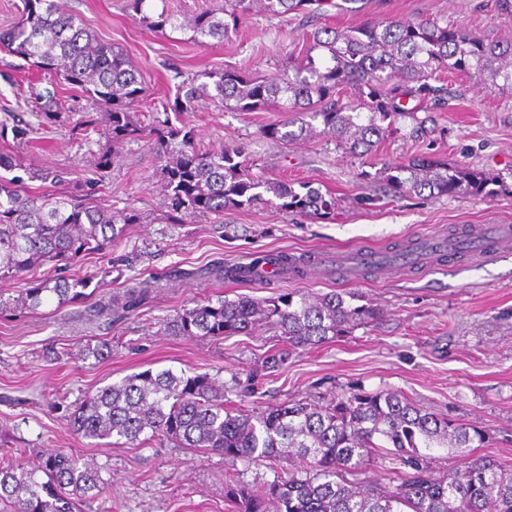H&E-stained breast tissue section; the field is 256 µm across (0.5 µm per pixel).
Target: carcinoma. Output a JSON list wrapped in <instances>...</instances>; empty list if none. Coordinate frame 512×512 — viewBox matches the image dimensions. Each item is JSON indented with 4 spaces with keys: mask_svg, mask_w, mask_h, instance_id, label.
Segmentation results:
<instances>
[{
    "mask_svg": "<svg viewBox=\"0 0 512 512\" xmlns=\"http://www.w3.org/2000/svg\"><path fill=\"white\" fill-rule=\"evenodd\" d=\"M26 2L22 19L0 30V49L81 87L107 109L109 125L100 137L115 144L151 136L130 115L144 88L123 50L97 38L62 0ZM145 3L129 0L150 28L161 33L168 27L187 29L203 46L229 35L237 10L270 16L306 10L314 15L322 6V0H224L232 6L230 20L209 12L181 22L164 10L144 13ZM443 69L469 75L478 93L501 83L512 85V41L485 39L438 19L370 21L344 31L320 27L306 34L305 54L282 73L257 80L234 69L207 72L210 84L178 85L184 98H176L175 108L184 111L201 98L238 112L276 106L289 117L264 127L266 137L288 142L319 133L359 155L373 147V137L386 132L379 122L405 114L394 99L383 97L382 87L398 80L417 84L414 93L433 94L438 89L428 80ZM348 89L354 100L344 103L341 94ZM155 147L165 160V220L170 224L191 215L222 216L226 207L269 204L273 198L280 209L309 216L336 211V197L308 184L296 188L252 177L236 150H200L191 129L168 126L157 135ZM392 170L384 181L394 196L427 190L433 196L452 197L484 187L463 167L423 157ZM25 173V178L0 175V279L24 281L18 296L0 293V314L19 306L34 312L51 300L62 307L87 297L88 278L29 280L27 273L46 262L73 263L103 254L126 225L140 220L134 209L107 211L99 206L94 184L75 180L67 191L30 194L28 180L53 186L67 179L61 172ZM264 265L286 276L304 277L309 259L270 252L246 266L219 267L214 275L250 281ZM148 287V281L134 282L121 294L99 299L87 313L100 318L120 308L130 310ZM379 317L377 309L354 306L336 291L266 298L241 294L178 312L167 327L174 336L222 340L269 324L284 342L270 359L273 368L293 350L322 345ZM83 355L104 360L112 356V343H89ZM69 427L84 439L115 436L130 445L159 439L175 448L231 459L298 463L286 479L242 493L240 512H512V468L470 451L486 443L485 433L426 412L393 391L354 394L325 407L294 403L231 410L224 405V383L208 373L185 376L146 369L80 401ZM444 447L459 454L461 470L441 477L429 466V452ZM387 448L392 461L408 471L393 468L392 483L384 487L359 481L372 458ZM101 470L62 451L34 461L6 457L0 461V504L5 506L0 512H93L92 503L104 489Z\"/></svg>",
    "mask_w": 512,
    "mask_h": 512,
    "instance_id": "cac0c4a2",
    "label": "carcinoma"
}]
</instances>
